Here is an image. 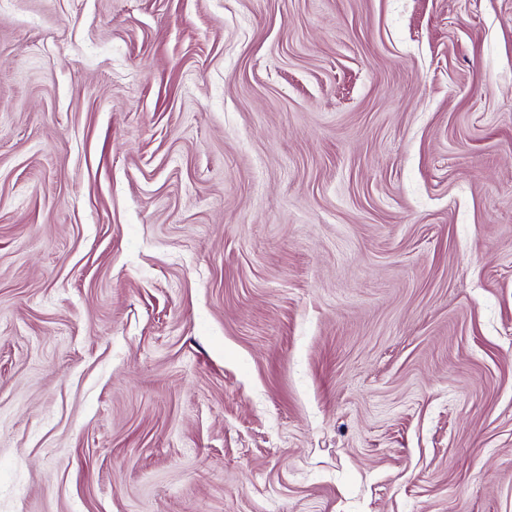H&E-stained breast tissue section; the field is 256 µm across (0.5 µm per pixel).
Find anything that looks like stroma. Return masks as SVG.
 Segmentation results:
<instances>
[{"instance_id": "obj_1", "label": "stroma", "mask_w": 512, "mask_h": 512, "mask_svg": "<svg viewBox=\"0 0 512 512\" xmlns=\"http://www.w3.org/2000/svg\"><path fill=\"white\" fill-rule=\"evenodd\" d=\"M0 512H512V0L0 7Z\"/></svg>"}]
</instances>
